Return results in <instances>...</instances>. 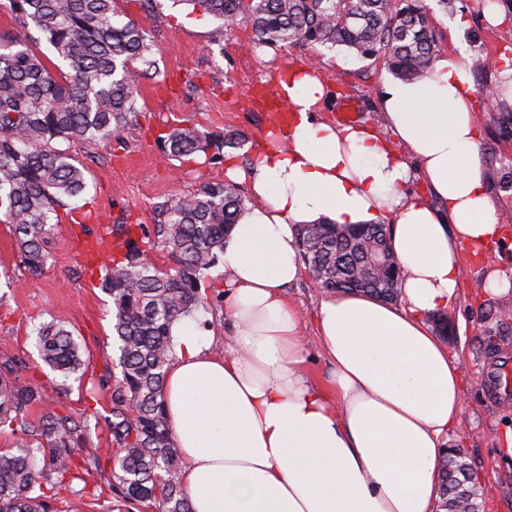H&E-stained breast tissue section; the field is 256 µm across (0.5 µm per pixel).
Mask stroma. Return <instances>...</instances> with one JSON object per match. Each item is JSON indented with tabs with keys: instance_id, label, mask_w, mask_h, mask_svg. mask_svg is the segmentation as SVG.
<instances>
[{
	"instance_id": "obj_1",
	"label": "stroma",
	"mask_w": 512,
	"mask_h": 512,
	"mask_svg": "<svg viewBox=\"0 0 512 512\" xmlns=\"http://www.w3.org/2000/svg\"><path fill=\"white\" fill-rule=\"evenodd\" d=\"M500 18L490 25L485 0H448L440 7L425 0L436 38L437 52H459L464 60L484 58L485 67L473 72L476 86L503 84L512 68V0H497ZM120 21L134 20L151 31L165 79L162 94L137 98V114L124 145L74 143L69 152L85 167L87 188L83 212L92 219L86 227L62 219L52 231L51 255L45 273L29 276L9 225L0 223V358L22 360L24 374L45 384L48 405L79 414L98 392V380L115 366L118 352L112 343V300L99 286V257L83 255L86 234L111 232L127 222L154 230L155 208L168 200L194 193L201 184L221 182L227 176L225 159L234 157L239 169H248L265 144L269 113L257 102L278 84L290 67L315 66L325 87L317 117L335 120L344 101H351L360 121L380 119L379 99L392 73L383 58L360 59L343 49L307 46L250 49L247 24L221 29L218 20L193 12L172 0H155L143 10L139 0H115ZM463 29H456V19ZM497 101L479 99L482 130L480 157L498 215H512V124L503 125ZM183 122L201 132L241 133L245 145L224 149L223 161L208 165L191 157L175 160L157 143L168 125ZM463 272L456 299L446 315L442 341L463 364L464 390L461 428L451 434L450 447L460 449L483 492V512H512V457L503 448L512 434V403L491 399L483 383L489 367L512 364V319L500 321L499 312L512 310V291L485 290L487 273L512 267V232L504 241L476 258L462 249ZM224 274L213 266L200 282L208 298L198 310L205 333L214 335L213 351L224 349V312L221 284ZM65 321L81 346L83 367L66 378V394L47 384L49 373L34 345L41 323ZM88 489L84 512H107L114 501L106 479L99 475L73 481L58 495L60 512H67L73 491Z\"/></svg>"
}]
</instances>
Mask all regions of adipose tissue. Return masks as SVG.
<instances>
[{
	"label": "adipose tissue",
	"mask_w": 512,
	"mask_h": 512,
	"mask_svg": "<svg viewBox=\"0 0 512 512\" xmlns=\"http://www.w3.org/2000/svg\"><path fill=\"white\" fill-rule=\"evenodd\" d=\"M290 117L248 169L256 200L224 241L223 354L192 319L172 327L164 407L192 512H438L441 459L463 405L462 365L426 318L455 299L460 249L502 226L480 159L477 95L465 64L437 54L427 78L389 82L382 126L333 125L315 108L314 69L289 70ZM422 180L434 199L415 196ZM389 222L399 301L325 295L308 347L286 290L304 273L295 227Z\"/></svg>",
	"instance_id": "obj_1"
}]
</instances>
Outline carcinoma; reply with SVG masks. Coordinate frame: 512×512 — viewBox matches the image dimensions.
Wrapping results in <instances>:
<instances>
[{
	"mask_svg": "<svg viewBox=\"0 0 512 512\" xmlns=\"http://www.w3.org/2000/svg\"><path fill=\"white\" fill-rule=\"evenodd\" d=\"M233 29L247 20L254 47L343 48L365 59L383 56L399 78L427 75L436 40L424 0H176ZM114 0H10L23 30L35 29L65 64L62 70L30 49L27 38L0 35V214L11 225L24 267L41 276L46 239L59 211L81 196L84 168L56 147L59 142H123L136 114L138 85L160 76L151 33L133 20H114ZM173 157L237 149L238 133L214 137L174 124L157 137ZM249 210L230 181L206 182L187 197L159 206V240L143 249L141 224L114 229L121 257L100 269V286L112 298V335L120 375L106 368L100 392L109 399L90 416L112 438L117 458L99 448H79L88 417L47 407L44 386L20 374L18 361L0 362V432L14 438L0 448V512H58L55 488L74 471L108 474L113 499L122 506L158 512H191L179 479L180 458L163 405L172 357V326L206 307L200 278L219 261L224 237ZM171 265L149 257L155 245ZM306 270L328 291L361 292L383 300L398 296V278L376 273V261L396 260L383 224L360 228L322 221L298 230ZM40 357L64 376L82 365L73 332L58 321L43 324L35 339ZM445 503L479 512V490L468 464L452 449L441 462Z\"/></svg>",
	"mask_w": 512,
	"mask_h": 512,
	"instance_id": "obj_1",
	"label": "carcinoma"
}]
</instances>
